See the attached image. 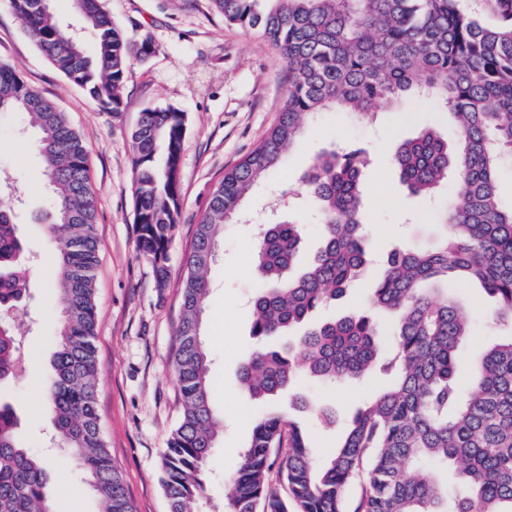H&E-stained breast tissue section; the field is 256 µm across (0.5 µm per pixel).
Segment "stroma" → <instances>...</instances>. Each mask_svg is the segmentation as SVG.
Instances as JSON below:
<instances>
[{
	"instance_id": "stroma-1",
	"label": "stroma",
	"mask_w": 512,
	"mask_h": 512,
	"mask_svg": "<svg viewBox=\"0 0 512 512\" xmlns=\"http://www.w3.org/2000/svg\"><path fill=\"white\" fill-rule=\"evenodd\" d=\"M113 20L132 39L150 35L156 52L132 60L125 75L124 110L112 113L70 83L24 31L7 0H0V63L16 68L24 80L65 112L82 136L97 189L95 233L99 263L95 280L100 426L112 462L120 471L135 512H169L160 477L161 459L181 413L182 400L172 356L182 314L184 261L196 241L207 201L225 170L250 154L277 123L286 94L287 67L278 50L257 33L225 24L210 0H104ZM174 105L187 114L179 163L181 209L168 251V279L157 288L151 263L138 255L134 224L131 134L148 106ZM426 125L448 141L457 131L437 114L430 99L410 96L401 111L381 108L374 125L344 112H325L309 121L281 166L247 196L243 207L250 224L229 223L217 239V258L208 275L212 290L203 328L216 384L214 403L224 414V435L211 453L201 512H224V483L232 469L228 458L245 447L263 405L248 401L238 381L242 362L253 346L250 304L258 281L252 257L251 224L266 221L264 202L285 186H297L305 163L332 144L354 141L368 147L372 162L365 172V216L377 249L404 244L429 247L439 239L447 191L436 202L409 197L390 159L395 147ZM33 130L14 112L0 113V169L12 175L21 203L18 233L31 257L28 292L5 317L20 330L19 360L24 370L0 386V399L17 415L25 446L49 463L53 512H98L92 492L78 502L64 499V485H82L77 462L53 448L52 415L40 398L56 349L58 267L39 217L51 190L41 158L29 144ZM448 292L475 318L463 343L461 361H469L496 341L486 321L489 298L472 283L449 284ZM389 375L377 372L329 390L306 379L299 390L316 401L328 398L336 425L323 427L308 412L315 463L332 451L350 413L385 389Z\"/></svg>"
}]
</instances>
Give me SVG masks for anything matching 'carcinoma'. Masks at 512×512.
I'll return each mask as SVG.
<instances>
[{
    "label": "carcinoma",
    "mask_w": 512,
    "mask_h": 512,
    "mask_svg": "<svg viewBox=\"0 0 512 512\" xmlns=\"http://www.w3.org/2000/svg\"><path fill=\"white\" fill-rule=\"evenodd\" d=\"M72 2L83 21L79 29L65 27L40 0H9V6L60 73L103 108L120 112L130 59L150 57L154 41L148 34L131 41L102 0ZM210 2L224 22L279 50L288 88L278 123L211 193L185 261L173 356L183 414L162 461L170 512H197L206 460L224 433L201 332L207 272L224 224L279 165L306 120L339 110L369 122L380 105L397 106L410 93L433 100L458 129L450 146L424 126L391 157L412 196L433 197L450 182L456 187L459 202L443 214L441 243L394 248L374 280L368 310L310 322L367 275L370 257L363 233L367 148L349 142L316 156L300 181L321 218L322 245L293 277L300 225L280 220L257 238L256 344L239 372L242 391L256 402L284 394L302 373L332 384L359 379L380 362L393 384L356 411L318 468L305 426L275 411L261 413L225 486V512H512V207L503 206L497 182L504 162L512 161V0H495L494 26L464 11L460 0H270L267 8L263 0ZM87 34L96 46L92 59L83 51ZM0 112H19L36 129L30 148L42 158L52 190L40 220L60 269L61 318L42 388L59 448L80 465L100 512H134L96 406V189L84 141L52 101L2 63ZM186 130L183 110L151 106L131 136L137 251L152 263L159 288L180 211ZM23 252L6 192L0 195V309L23 300ZM450 280L478 283L494 300L489 318L509 329L470 364L465 391L457 372L473 321L452 296L437 299L424 287ZM382 312L397 316L389 333L377 321ZM299 326L304 356L298 362L269 340ZM17 365L14 333L0 321V382L13 378ZM16 425L12 406L0 402V512H51L48 463L19 443ZM449 468L452 486L442 478ZM274 469L287 484L285 497L270 483ZM357 481L362 491L351 509L346 493Z\"/></svg>",
    "instance_id": "cac0c4a2"
}]
</instances>
